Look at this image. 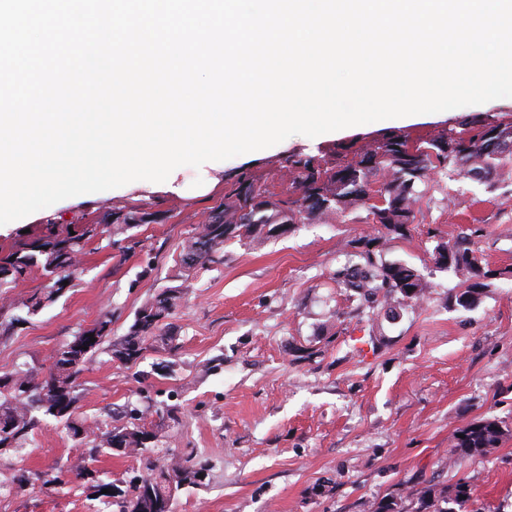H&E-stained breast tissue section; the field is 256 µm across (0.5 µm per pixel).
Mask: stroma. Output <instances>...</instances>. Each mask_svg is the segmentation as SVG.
Wrapping results in <instances>:
<instances>
[{"instance_id": "obj_1", "label": "stroma", "mask_w": 512, "mask_h": 512, "mask_svg": "<svg viewBox=\"0 0 512 512\" xmlns=\"http://www.w3.org/2000/svg\"><path fill=\"white\" fill-rule=\"evenodd\" d=\"M476 117L511 121L512 100L367 131L293 135L210 170L215 184L202 196L122 186L0 226L2 258L51 227L108 224L118 210L146 217L121 246L89 241L63 295L0 333V375L47 364L106 313L110 338L119 340L141 306L178 286L184 296L168 320L170 344H153L129 364L97 353L78 401L91 424L133 403L160 431V461L207 460L204 484L179 489L173 512H375L387 501L415 512L423 490L461 482L474 491L465 512H512V163L481 182L431 175L400 235L359 206L227 244L221 262L202 268L189 271L180 261L240 176L283 199L294 178L290 155L343 163L382 135L429 139L460 132ZM459 241L492 271L466 308L456 296L470 275L434 265L438 243ZM368 249L377 262L419 270L426 296L363 298L347 288L337 271ZM487 417L505 430L498 447L455 461L453 434ZM139 467L138 456L97 452L45 417L22 451L0 453V478L48 471L60 479L0 496V512H116L111 499L86 489L80 469L109 484Z\"/></svg>"}]
</instances>
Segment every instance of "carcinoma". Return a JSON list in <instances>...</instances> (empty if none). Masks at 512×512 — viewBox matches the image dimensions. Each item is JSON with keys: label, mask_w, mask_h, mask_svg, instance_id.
Wrapping results in <instances>:
<instances>
[{"label": "carcinoma", "mask_w": 512, "mask_h": 512, "mask_svg": "<svg viewBox=\"0 0 512 512\" xmlns=\"http://www.w3.org/2000/svg\"><path fill=\"white\" fill-rule=\"evenodd\" d=\"M506 142H512V123L475 118L462 132L419 144L410 143L402 134H386L375 147L365 150L359 160L330 168L313 157L294 155L289 159V166L294 173L292 188L300 191L299 197L290 195L273 202L266 189L248 178L241 179L238 186L225 195L224 209L198 227L183 249L181 262L189 271L217 263L225 243L254 240L271 224L285 228L302 224L314 211L341 215L350 207L365 205L376 223L397 231L410 223L413 217L410 203L415 187L428 172H457L464 166L465 174L478 170L486 178L500 166V146ZM385 170L392 174V179L376 190L379 203H369L367 196L354 190L355 182L369 186L372 177ZM142 222L144 218L135 213L114 211L110 224L75 225L70 231L52 230L47 235L26 241L12 255L0 259V288H10L25 281L35 268L45 274L51 268L59 269L68 276L71 274L69 268L77 265V257L90 239L104 233L112 238L120 237ZM361 258L363 265L345 273L349 287L368 292L386 288L412 300L425 296L426 282L415 268L403 263L379 267L369 252ZM435 264L442 270H465L476 278L492 275L480 267L467 249L446 242L436 246ZM182 294L179 287L164 288L146 302L138 310L129 333L112 343V357L125 363L135 362L142 356L146 340L171 341L164 320L179 306ZM56 298L57 293L47 290L40 297L30 298L23 306L27 308V314L34 315L44 303ZM111 323V317L105 314L94 327L78 331L70 341L74 347L70 359L56 358L45 369L33 367L0 376V424L11 425L7 435L0 434V449H22L40 417H58L66 423L74 438L82 430L86 436H94L95 447L99 449L123 448L128 454L142 457L143 472L137 478L109 486L107 496L117 498L119 512H165L164 504L171 488L202 485L204 477L208 476L207 463L192 456L158 463L151 457L150 446V441L157 440V433L147 426L144 412L138 408L123 410L122 424L99 432L83 422H74L81 376L95 354L103 349ZM92 337L95 338L93 342L90 341ZM459 433L463 437L453 436L452 444L457 461L482 456L497 447L504 429L497 419L486 418ZM43 477L44 474L39 472L30 477L11 476L0 481V495L11 494ZM472 495L471 487L464 482L450 492L443 490L436 494L428 489L418 498L416 512H459Z\"/></svg>", "instance_id": "cac0c4a2"}]
</instances>
